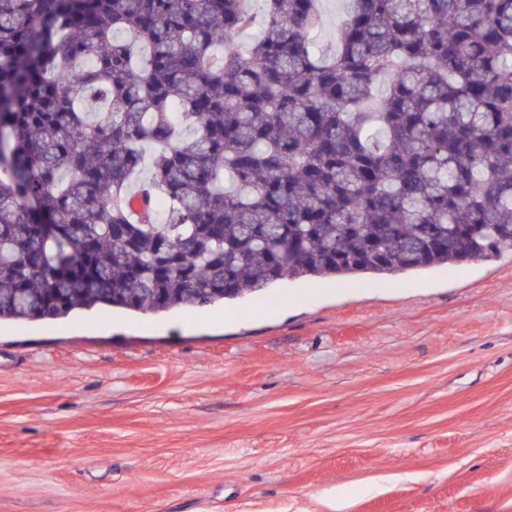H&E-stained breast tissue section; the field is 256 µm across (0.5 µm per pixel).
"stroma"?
<instances>
[{"label": "stroma", "mask_w": 512, "mask_h": 512, "mask_svg": "<svg viewBox=\"0 0 512 512\" xmlns=\"http://www.w3.org/2000/svg\"><path fill=\"white\" fill-rule=\"evenodd\" d=\"M339 486L512 512V252L0 322V512H333Z\"/></svg>", "instance_id": "1"}]
</instances>
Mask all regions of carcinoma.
I'll return each mask as SVG.
<instances>
[{
	"label": "carcinoma",
	"mask_w": 512,
	"mask_h": 512,
	"mask_svg": "<svg viewBox=\"0 0 512 512\" xmlns=\"http://www.w3.org/2000/svg\"><path fill=\"white\" fill-rule=\"evenodd\" d=\"M264 2L0 0V320L512 251V0ZM344 7L343 0H323L320 3L322 26L314 37L318 50L325 52L332 47L336 23L341 18Z\"/></svg>",
	"instance_id": "1"
}]
</instances>
